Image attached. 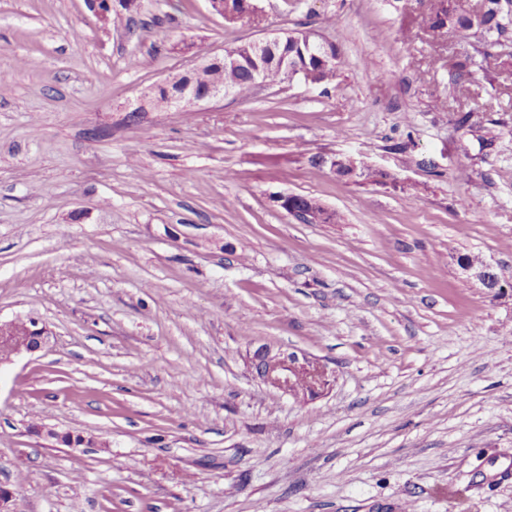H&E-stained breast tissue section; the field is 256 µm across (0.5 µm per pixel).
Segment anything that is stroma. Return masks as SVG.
Masks as SVG:
<instances>
[{"label":"stroma","mask_w":512,"mask_h":512,"mask_svg":"<svg viewBox=\"0 0 512 512\" xmlns=\"http://www.w3.org/2000/svg\"><path fill=\"white\" fill-rule=\"evenodd\" d=\"M439 2L260 0L229 24L133 0L104 25L0 0V323L49 333L0 361L10 512H512V47L432 30ZM289 31L336 46L332 84L138 111ZM263 348L323 383H271ZM279 202L284 210L303 223L316 224L324 218V213L321 212L318 205L309 199L302 202L291 196H282ZM460 269L468 279L491 293L496 292L497 288H502L496 269L490 263L485 262L481 266L464 265Z\"/></svg>","instance_id":"obj_1"}]
</instances>
